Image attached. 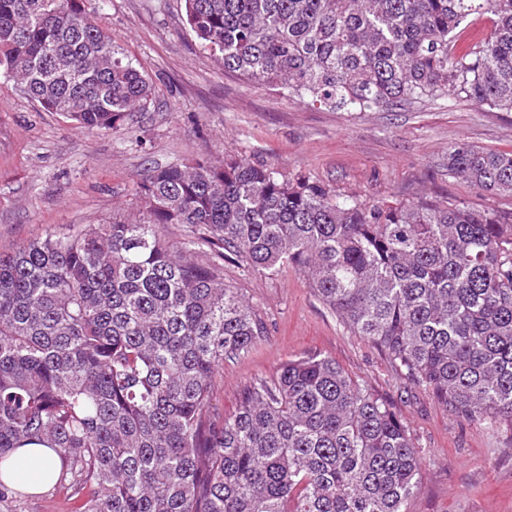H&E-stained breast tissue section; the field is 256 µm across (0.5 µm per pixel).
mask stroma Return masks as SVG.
Instances as JSON below:
<instances>
[{
	"instance_id": "35a3bbf8",
	"label": "stroma",
	"mask_w": 512,
	"mask_h": 512,
	"mask_svg": "<svg viewBox=\"0 0 512 512\" xmlns=\"http://www.w3.org/2000/svg\"><path fill=\"white\" fill-rule=\"evenodd\" d=\"M85 8L149 78L151 100L121 129L90 131L41 110L0 73V254L88 224L138 220L145 168L219 163L230 154L305 176L344 198L424 196L512 216L511 195L448 174L452 142L512 151V112L455 98L362 112L300 104L225 74L187 25L184 0H85ZM224 282L249 299L267 334L225 356L212 416L231 417L241 389L274 378L289 358L326 356L388 399L419 449L421 487L405 512H512L511 423L458 420L384 352L348 332L291 266L259 273L228 261ZM77 500L65 481L0 502V512H74Z\"/></svg>"
}]
</instances>
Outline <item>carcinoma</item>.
Listing matches in <instances>:
<instances>
[{
    "mask_svg": "<svg viewBox=\"0 0 512 512\" xmlns=\"http://www.w3.org/2000/svg\"><path fill=\"white\" fill-rule=\"evenodd\" d=\"M224 73L331 108L457 97L512 111V0H184ZM479 7L490 34L462 52ZM0 71L45 112L120 128L147 77L83 0H0ZM448 173L512 195V151L448 145ZM142 220L0 255V464L55 450L77 512H404L422 459L384 398L291 359L210 415L224 356L266 335L224 260L303 273L348 331L457 418L512 422V220L427 198H341L242 156L155 167ZM180 224L176 245L157 227Z\"/></svg>",
    "mask_w": 512,
    "mask_h": 512,
    "instance_id": "1",
    "label": "carcinoma"
}]
</instances>
